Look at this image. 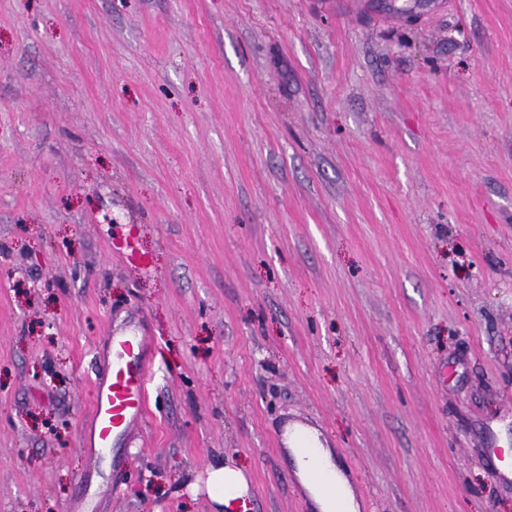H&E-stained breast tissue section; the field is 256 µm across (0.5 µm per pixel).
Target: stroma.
I'll list each match as a JSON object with an SVG mask.
<instances>
[{
  "mask_svg": "<svg viewBox=\"0 0 512 512\" xmlns=\"http://www.w3.org/2000/svg\"><path fill=\"white\" fill-rule=\"evenodd\" d=\"M330 2L0 0V512H66L133 307L100 512H315L285 416L361 512H512V0ZM141 320L138 312H131L123 323L113 322L103 344L95 348L100 369L93 381L91 418L81 443L91 467L68 512H99L102 497L120 491L127 448L147 415L154 373ZM209 485L217 489L216 501L226 507L239 499L247 492V484L240 468L224 466L211 471L208 479Z\"/></svg>",
  "mask_w": 512,
  "mask_h": 512,
  "instance_id": "1",
  "label": "stroma"
}]
</instances>
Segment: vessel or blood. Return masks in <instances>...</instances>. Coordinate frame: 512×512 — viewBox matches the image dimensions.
I'll list each match as a JSON object with an SVG mask.
<instances>
[{
    "label": "vessel or blood",
    "mask_w": 512,
    "mask_h": 512,
    "mask_svg": "<svg viewBox=\"0 0 512 512\" xmlns=\"http://www.w3.org/2000/svg\"><path fill=\"white\" fill-rule=\"evenodd\" d=\"M150 341L139 313L110 325L103 343L94 351L100 365L92 385L90 423L82 451L91 461L68 512H98L106 493H118L134 432L148 412L149 387L154 367L148 359ZM278 449L315 458L317 441L312 430L284 426L276 433Z\"/></svg>",
    "instance_id": "b4317fda"
}]
</instances>
